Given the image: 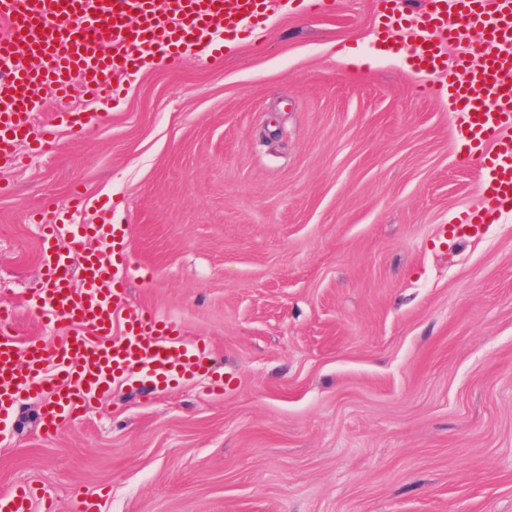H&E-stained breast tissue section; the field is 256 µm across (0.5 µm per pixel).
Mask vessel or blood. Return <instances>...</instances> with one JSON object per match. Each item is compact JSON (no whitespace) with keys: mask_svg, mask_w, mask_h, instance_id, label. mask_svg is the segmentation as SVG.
<instances>
[{"mask_svg":"<svg viewBox=\"0 0 512 512\" xmlns=\"http://www.w3.org/2000/svg\"><path fill=\"white\" fill-rule=\"evenodd\" d=\"M431 9L412 45V65L443 71L445 83L428 94L447 96L461 118L459 138L477 152L484 208L462 213L448 233L467 239L512 210V0H429ZM268 0H0V22L10 34L0 40V169L16 166V145H41L57 128L82 135L103 120L71 104L72 86L110 101L112 74L139 70L154 61L178 68L187 52L215 59L222 44L212 38L250 34L266 17ZM441 33L473 46L446 66ZM49 93L58 110L52 122L35 126L39 92ZM85 195L71 188L64 205L40 219L43 239L70 238L80 249L82 278L73 283L67 256L50 252L31 307L42 322H65L54 342H20L9 312L0 313V421L19 401L42 397L46 435L74 419L89 400L105 394L117 375L140 372L160 381L206 372L204 344L186 338L172 323L127 305L120 268L124 232L116 224H76ZM123 334L111 339L115 319Z\"/></svg>","mask_w":512,"mask_h":512,"instance_id":"vessel-or-blood-1","label":"vessel or blood"}]
</instances>
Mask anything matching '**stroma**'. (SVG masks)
<instances>
[{
    "instance_id": "35a3bbf8",
    "label": "stroma",
    "mask_w": 512,
    "mask_h": 512,
    "mask_svg": "<svg viewBox=\"0 0 512 512\" xmlns=\"http://www.w3.org/2000/svg\"><path fill=\"white\" fill-rule=\"evenodd\" d=\"M377 0L322 13L270 0L224 56L115 73L83 138L0 170V308L27 303L39 214L73 184L79 224H118L127 300L206 344L204 375L132 374L53 436L39 400L0 423V495L30 512H512V212L482 206L447 98L374 47Z\"/></svg>"
}]
</instances>
